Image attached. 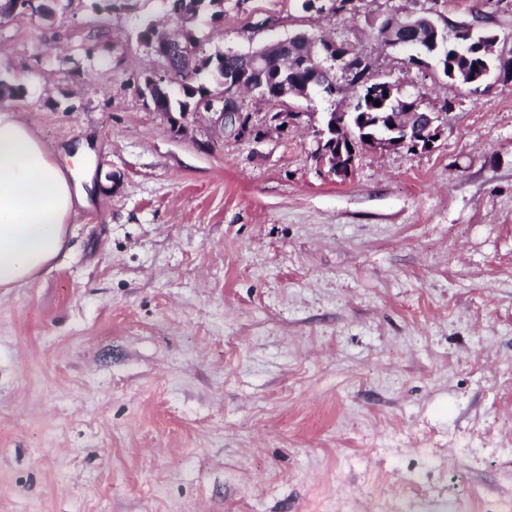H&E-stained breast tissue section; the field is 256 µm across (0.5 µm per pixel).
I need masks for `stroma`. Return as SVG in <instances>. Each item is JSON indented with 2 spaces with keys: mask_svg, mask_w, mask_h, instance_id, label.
Here are the masks:
<instances>
[{
  "mask_svg": "<svg viewBox=\"0 0 512 512\" xmlns=\"http://www.w3.org/2000/svg\"><path fill=\"white\" fill-rule=\"evenodd\" d=\"M512 47V0H224L182 25L169 0H57L0 21V102L88 208L37 280L0 290V512H498L512 500V80H448L369 19L473 10ZM196 60L304 32L448 113L429 151L315 157L356 92L241 91L254 139L157 112L144 22ZM332 114H336L333 117V120L330 124V130L326 127L316 130L315 137L317 142L320 144V151L317 154L319 163L323 167L328 168V174L336 176L341 180L346 179L351 171L356 158L357 148H353L351 154L345 153L342 147L336 148L335 154L331 152L330 148L323 149V137L330 133L335 135V131H344L350 122L351 114L348 113H336L331 112Z\"/></svg>",
  "mask_w": 512,
  "mask_h": 512,
  "instance_id": "1",
  "label": "stroma"
}]
</instances>
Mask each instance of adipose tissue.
I'll return each instance as SVG.
<instances>
[{
	"label": "adipose tissue",
	"instance_id": "ef3b65f1",
	"mask_svg": "<svg viewBox=\"0 0 512 512\" xmlns=\"http://www.w3.org/2000/svg\"><path fill=\"white\" fill-rule=\"evenodd\" d=\"M86 204L75 171L55 162L12 104H0V289L50 268Z\"/></svg>",
	"mask_w": 512,
	"mask_h": 512
}]
</instances>
